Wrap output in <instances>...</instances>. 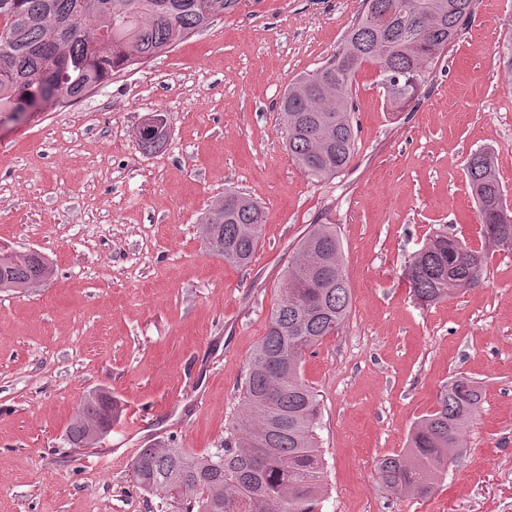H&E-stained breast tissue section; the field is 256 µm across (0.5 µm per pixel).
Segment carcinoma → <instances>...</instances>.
I'll use <instances>...</instances> for the list:
<instances>
[{"label":"carcinoma","mask_w":512,"mask_h":512,"mask_svg":"<svg viewBox=\"0 0 512 512\" xmlns=\"http://www.w3.org/2000/svg\"><path fill=\"white\" fill-rule=\"evenodd\" d=\"M239 0H0V115L33 102L53 107L77 102L112 75L160 56L208 27ZM394 0H363V11L341 46L321 67L288 84L279 110L288 153L307 175L323 180L351 161L352 82L366 64L379 69L389 104L401 109L418 96L429 71L471 14L472 0H401L404 18L380 32L367 13ZM466 174L480 216L508 208L493 155L471 154ZM214 247L224 261L251 263L265 223L252 197L233 194L206 213ZM488 253L446 234L432 236L407 276L413 295L429 304L482 279ZM50 275L32 256L0 272V282L25 288ZM266 334L251 351L243 412L229 424L224 446L194 456L181 448H142L132 463L145 491L174 499L180 512H321L324 491L319 448L320 402L303 376L306 352L331 334L350 310L342 245L334 224H314L282 279ZM483 392L459 374L442 386L436 408L420 419L408 448L379 460L380 477L399 492L429 495L448 456L466 452L465 433L483 412ZM112 411V396L85 400L68 430L73 447Z\"/></svg>","instance_id":"1"}]
</instances>
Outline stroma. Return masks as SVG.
I'll return each instance as SVG.
<instances>
[{
	"label": "stroma",
	"instance_id": "stroma-1",
	"mask_svg": "<svg viewBox=\"0 0 512 512\" xmlns=\"http://www.w3.org/2000/svg\"><path fill=\"white\" fill-rule=\"evenodd\" d=\"M362 10L363 0H240L78 102L0 116V244L53 269L0 288V512H175L137 487L132 458L223 445L248 356L315 224L335 225L350 288L345 323L303 366L321 404L322 512H512V251L490 249L481 285L433 306L406 278L433 234L482 245L465 175L474 151H494L512 205L501 63L512 0H473L403 110L364 64L355 154L316 180L288 154L280 99ZM152 112L166 114L168 139L146 152L136 131ZM227 191L264 211L244 267L201 240L204 212ZM460 373L485 396L465 454L430 496L392 491L377 461L406 448ZM93 392L111 395L112 429L104 446L71 447L67 429Z\"/></svg>",
	"mask_w": 512,
	"mask_h": 512
}]
</instances>
